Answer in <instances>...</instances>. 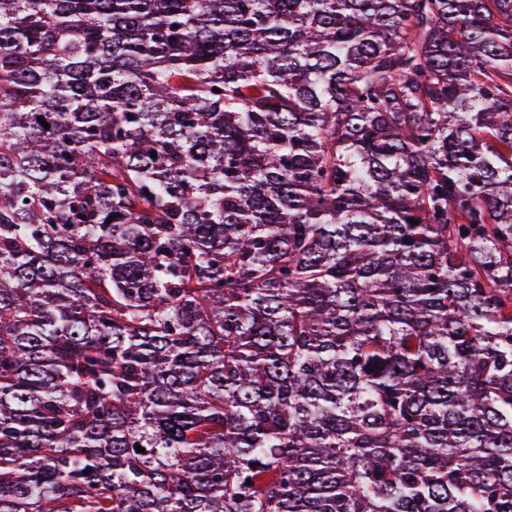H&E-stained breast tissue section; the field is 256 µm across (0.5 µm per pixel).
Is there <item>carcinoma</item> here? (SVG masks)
<instances>
[{"instance_id": "cac0c4a2", "label": "carcinoma", "mask_w": 512, "mask_h": 512, "mask_svg": "<svg viewBox=\"0 0 512 512\" xmlns=\"http://www.w3.org/2000/svg\"><path fill=\"white\" fill-rule=\"evenodd\" d=\"M0 512H512V0H0Z\"/></svg>"}]
</instances>
